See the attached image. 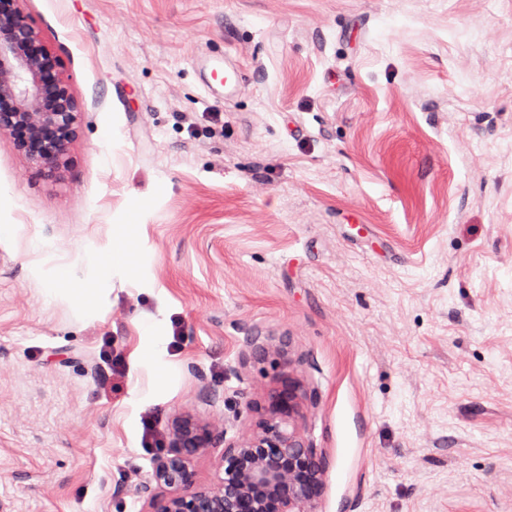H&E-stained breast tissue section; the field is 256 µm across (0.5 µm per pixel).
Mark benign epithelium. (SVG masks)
Instances as JSON below:
<instances>
[{"instance_id":"1","label":"benign epithelium","mask_w":512,"mask_h":512,"mask_svg":"<svg viewBox=\"0 0 512 512\" xmlns=\"http://www.w3.org/2000/svg\"><path fill=\"white\" fill-rule=\"evenodd\" d=\"M19 2L0 0V135L52 177L67 162L82 108L60 58ZM247 343L257 362L285 354L284 340L251 336ZM317 405L316 390L290 376L265 392L232 439L185 412L172 421L170 449L155 459L152 481L131 493L146 501L145 512H318L328 463L303 426ZM220 441L211 479L197 483L191 461Z\"/></svg>"}]
</instances>
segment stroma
<instances>
[{
	"label": "stroma",
	"mask_w": 512,
	"mask_h": 512,
	"mask_svg": "<svg viewBox=\"0 0 512 512\" xmlns=\"http://www.w3.org/2000/svg\"><path fill=\"white\" fill-rule=\"evenodd\" d=\"M21 7L83 114L53 178L0 135V512H143L144 421L235 436L278 376L319 512H512V0ZM80 283L74 270L67 271L61 277L45 288V299L53 302L60 297H70L80 304H92L93 299L99 293L95 288H77ZM247 343L249 347V359H253L257 362L285 354L286 340L283 339L279 341L278 344H275L263 338V336H249Z\"/></svg>",
	"instance_id": "35a3bbf8"
}]
</instances>
